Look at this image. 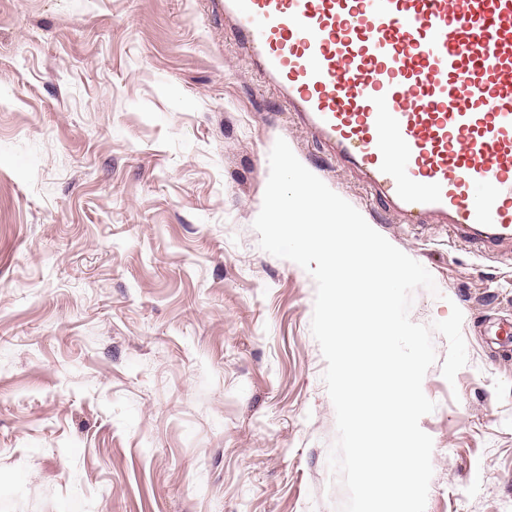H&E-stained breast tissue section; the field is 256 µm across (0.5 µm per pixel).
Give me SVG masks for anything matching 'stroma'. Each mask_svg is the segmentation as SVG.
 <instances>
[{
    "label": "stroma",
    "instance_id": "35a3bbf8",
    "mask_svg": "<svg viewBox=\"0 0 512 512\" xmlns=\"http://www.w3.org/2000/svg\"><path fill=\"white\" fill-rule=\"evenodd\" d=\"M284 139L463 313L426 512H512V245L370 205L210 0H0V512H337L316 284L253 222Z\"/></svg>",
    "mask_w": 512,
    "mask_h": 512
}]
</instances>
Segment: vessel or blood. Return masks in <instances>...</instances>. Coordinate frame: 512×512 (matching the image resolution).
<instances>
[{"label": "vessel or blood", "instance_id": "vessel-or-blood-1", "mask_svg": "<svg viewBox=\"0 0 512 512\" xmlns=\"http://www.w3.org/2000/svg\"><path fill=\"white\" fill-rule=\"evenodd\" d=\"M294 122L404 223L512 241V0H214Z\"/></svg>", "mask_w": 512, "mask_h": 512}]
</instances>
